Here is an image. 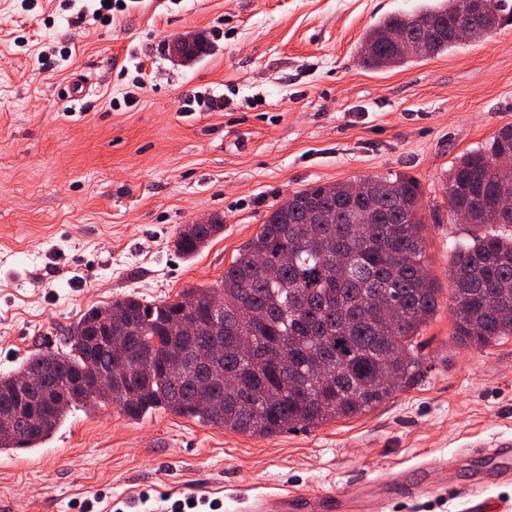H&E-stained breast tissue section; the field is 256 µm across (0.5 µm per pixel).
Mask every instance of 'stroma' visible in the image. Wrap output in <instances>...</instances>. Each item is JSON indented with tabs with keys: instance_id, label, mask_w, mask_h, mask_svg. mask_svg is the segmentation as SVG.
<instances>
[{
	"instance_id": "35a3bbf8",
	"label": "stroma",
	"mask_w": 512,
	"mask_h": 512,
	"mask_svg": "<svg viewBox=\"0 0 512 512\" xmlns=\"http://www.w3.org/2000/svg\"><path fill=\"white\" fill-rule=\"evenodd\" d=\"M423 0H0V375L63 346L88 308L217 286L268 211L317 183L403 177L420 192L438 310L419 375L365 414L252 438L167 410L79 407L38 447L0 453V512H169L203 489L223 512H280L279 495L373 484L375 512L512 505L486 451L512 439V336L453 332L454 220L445 176L512 126V19L443 55L374 71L366 28ZM195 32L209 53L173 62ZM87 95L70 100L65 84ZM194 257L174 241L212 216ZM427 464L431 491L378 484Z\"/></svg>"
}]
</instances>
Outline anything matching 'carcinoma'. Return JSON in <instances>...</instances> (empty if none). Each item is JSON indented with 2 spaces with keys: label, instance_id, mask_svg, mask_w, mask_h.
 <instances>
[{
  "label": "carcinoma",
  "instance_id": "1",
  "mask_svg": "<svg viewBox=\"0 0 512 512\" xmlns=\"http://www.w3.org/2000/svg\"><path fill=\"white\" fill-rule=\"evenodd\" d=\"M459 0L391 13L364 34L365 67L383 70L458 45L444 34ZM509 0H486L471 17L473 37L498 25ZM401 30L403 38L386 35ZM512 126L463 154L446 175L453 215L470 236L454 246L450 270L454 336L485 348L512 336ZM224 230L210 218L177 234L176 248L197 254ZM419 191L410 179L368 176L316 184L266 215L216 288L190 286L153 304L127 296L90 307L64 338L65 351H41L0 376V452L35 448L86 403L115 402L138 419L165 409L200 423L265 438L365 414L404 390L419 369L416 337L433 319L440 288L430 276ZM400 311L390 324L382 309ZM141 341L151 376L130 359L117 390H69L70 380L109 362L102 337ZM240 373L236 397L224 373Z\"/></svg>",
  "mask_w": 512,
  "mask_h": 512
}]
</instances>
